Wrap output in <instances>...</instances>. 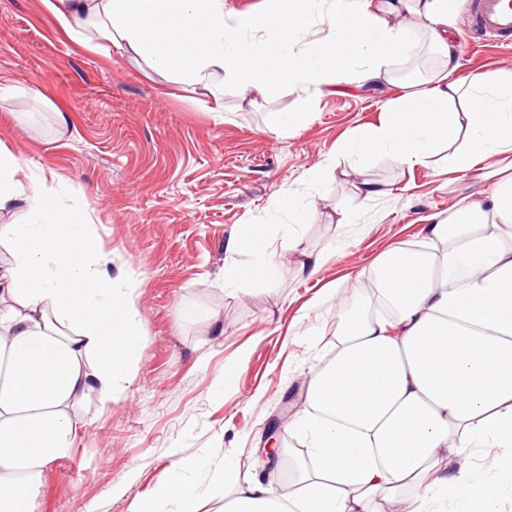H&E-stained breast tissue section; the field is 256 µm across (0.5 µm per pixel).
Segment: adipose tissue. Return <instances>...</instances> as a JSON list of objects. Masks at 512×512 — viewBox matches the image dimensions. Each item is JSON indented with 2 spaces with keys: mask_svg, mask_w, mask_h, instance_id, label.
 Returning <instances> with one entry per match:
<instances>
[{
  "mask_svg": "<svg viewBox=\"0 0 512 512\" xmlns=\"http://www.w3.org/2000/svg\"><path fill=\"white\" fill-rule=\"evenodd\" d=\"M455 0H269L260 16H230L224 0H43L80 42L106 43L177 80L223 93L322 90L357 79L375 87L385 61L421 33L442 57L427 88L391 102L384 119L345 148L348 174L374 157L412 167L453 147L459 173L512 152V75L473 78L461 89L453 35ZM327 36L309 52L293 43L317 18ZM260 28L261 42L244 38ZM29 224H0V512H31L49 463L67 457L89 394L110 404L132 379L145 332L134 300L109 271L89 213L61 203L28 162L0 149V211ZM455 218L426 225L430 249L403 245L373 266L376 300L345 306L338 347L315 364L304 408L285 428L305 437L314 467L295 465L282 490L249 481L225 512H499L512 497V177L483 201H458ZM224 285L270 279L277 251L265 226L241 224L224 243ZM249 256L241 265L239 256ZM391 307V316L378 306ZM497 458L510 478L480 481L452 468L469 451ZM198 484L175 475L134 512H198Z\"/></svg>",
  "mask_w": 512,
  "mask_h": 512,
  "instance_id": "1",
  "label": "adipose tissue"
}]
</instances>
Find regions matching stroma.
<instances>
[{"label": "stroma", "instance_id": "stroma-1", "mask_svg": "<svg viewBox=\"0 0 512 512\" xmlns=\"http://www.w3.org/2000/svg\"><path fill=\"white\" fill-rule=\"evenodd\" d=\"M465 24L456 15V79L512 73V46H466ZM438 65L420 35L386 61L388 80L373 93L346 84L246 98L230 87L217 100L117 49L72 39L43 0H0V149L91 214L113 276L138 295L146 333L132 382L108 408L93 396L84 403L88 426L48 466L32 512H132L182 466L210 490L199 512H220L239 485L267 478L258 451L269 423L301 412L310 368L336 348L335 289L352 295L382 251L425 245L429 217L447 216L462 197L483 199L489 186L480 171L450 170L444 152L410 169L372 160L359 178L391 189L375 199L335 177L315 196L317 216L298 228L308 250L333 253L309 278L288 254V215L270 204L306 192L307 171L327 159L347 168L342 145L379 123L391 100L424 88ZM281 112L302 114L294 133H278ZM341 208L355 209L358 223H327ZM240 224L269 225L279 265L273 280L233 292L219 270ZM183 305L219 312L220 326L182 319Z\"/></svg>", "mask_w": 512, "mask_h": 512}]
</instances>
